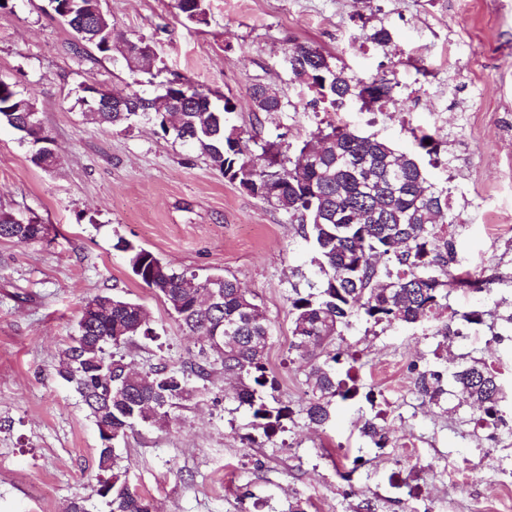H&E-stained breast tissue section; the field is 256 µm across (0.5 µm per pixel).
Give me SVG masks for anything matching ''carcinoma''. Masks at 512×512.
I'll use <instances>...</instances> for the list:
<instances>
[{"label":"carcinoma","mask_w":512,"mask_h":512,"mask_svg":"<svg viewBox=\"0 0 512 512\" xmlns=\"http://www.w3.org/2000/svg\"><path fill=\"white\" fill-rule=\"evenodd\" d=\"M52 10L64 18L60 7L71 12L66 24L79 42L92 46L105 57L112 56V15L102 0H50ZM181 13L191 10L195 22H205L203 0H176ZM97 21V38L80 34L75 21ZM288 62L295 78L306 84L333 107L360 103L369 110L392 101L383 78L358 79L330 66L317 47L296 44L288 49ZM190 103L179 112L168 111L167 95L138 100L174 138L198 148L224 177L259 197L298 222L300 236L312 243V270L301 273L306 290L291 285L288 297L292 315L289 354L307 361L310 389L305 418L318 427L333 418V401L354 395L353 388L336 376V365L345 351L336 339L358 315L379 324H415L426 317L438 318L448 308L454 288L491 292V279H463L453 274L456 255L448 240V227L455 223L446 190L427 181L418 161L399 152L391 143L363 136L347 126L319 131L317 139L328 140L322 153H312L314 144L295 147L280 141L250 148V139L228 126L234 111L224 100L221 112L207 110L209 94L190 79L182 80ZM79 101L85 114L103 128L128 124L135 112H94L92 85L82 86ZM249 96L254 111L268 115L282 111L283 101L266 85L255 84ZM32 98L13 83L0 84V125L23 133L35 147L33 163L52 168L57 158L48 150L50 135L40 122L27 123L19 111ZM31 224H20L0 212V240L32 241ZM127 253L133 274L163 297L189 336L202 340L197 354L180 366L159 362L145 372L128 375L125 358L116 350L138 338H157L143 305L112 295H96L81 308L78 332L59 353L56 375L71 384L94 423L110 421L112 441L125 436L138 424H157L172 419L173 410L208 391L206 382L215 372L234 378L238 386L233 399L252 411V426L271 438L291 419L287 406L271 407L263 393L274 388L267 376L266 348L270 336L268 318L235 278L218 275L220 299L199 303L207 293L210 277L177 272L152 252L128 241ZM460 399L479 414L504 423L502 403L507 391L498 376L477 360L447 368ZM443 373L433 371L421 379L420 389L431 401L440 399ZM114 392L107 400V391ZM99 468L111 472L98 480L95 494L104 499L109 512H153L147 497L131 491L117 467L115 448H98Z\"/></svg>","instance_id":"obj_1"}]
</instances>
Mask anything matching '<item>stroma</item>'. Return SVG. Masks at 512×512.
I'll list each match as a JSON object with an SVG mask.
<instances>
[{"instance_id":"obj_1","label":"stroma","mask_w":512,"mask_h":512,"mask_svg":"<svg viewBox=\"0 0 512 512\" xmlns=\"http://www.w3.org/2000/svg\"><path fill=\"white\" fill-rule=\"evenodd\" d=\"M114 43L142 38L154 48L152 74L131 84L120 54L78 45L48 0H9L0 9V79L30 94L51 133L58 164L43 171L32 145L0 125V212L46 228L31 243L0 240V512H67L82 498L103 512L92 489L101 440L74 390L55 373L59 350L77 334L84 303L118 294L141 303L157 332L125 351L147 369L177 366L194 355L163 298L132 273L122 241L157 255L171 269L236 278L264 309L275 399L293 423L268 441L249 443L251 412L213 374L211 395L193 399L165 426L139 425L117 445L130 488L156 512H512V487L498 490L488 468L450 479L454 462L490 449L491 465L512 462V412L496 433L475 427V409L444 395L425 399L416 379L461 357L483 359L512 384V326L490 316L495 300L512 306V288L494 295L451 291L448 305L485 311L477 333L489 341L457 346L424 320L371 326L353 318L342 361L358 389L337 401L336 418L307 424L306 363L288 352V294L313 255L288 215L224 178L199 150L164 135L156 123L103 129L87 121L80 86L151 97L188 78L209 91L215 108L256 141L293 145L335 122L326 103L292 74L297 42L320 47L351 76L384 78L395 105L346 108L348 125L417 158L428 180L447 189L449 227L459 273L512 277V0H204L206 23L186 20L175 0H104ZM385 27L392 39H367ZM269 86L283 100L274 115L254 112L249 89ZM438 150L430 157L421 137ZM384 426L390 442L376 451L364 422ZM411 460L410 480L392 475Z\"/></svg>"}]
</instances>
